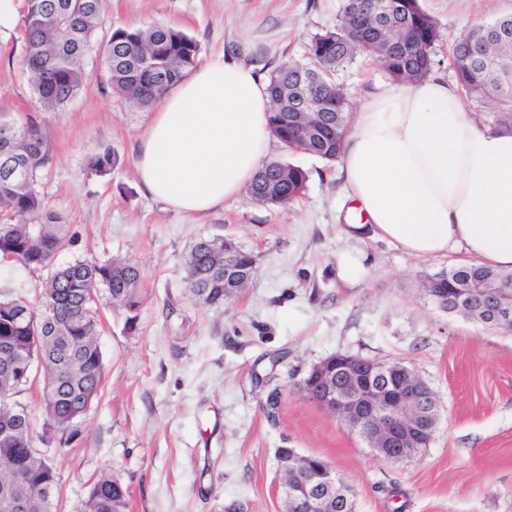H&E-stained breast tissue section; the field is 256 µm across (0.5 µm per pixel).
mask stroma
<instances>
[{"label": "stroma", "instance_id": "obj_1", "mask_svg": "<svg viewBox=\"0 0 512 512\" xmlns=\"http://www.w3.org/2000/svg\"><path fill=\"white\" fill-rule=\"evenodd\" d=\"M441 38L434 66L454 72L451 44L475 24L512 14V0H421ZM344 0H106L98 40L113 28L168 24L200 44L201 59L239 45L269 68L305 60L306 47L332 28ZM23 0L0 26V108L35 117L53 152L40 191L75 240L56 266L119 259L141 274L136 314L99 291L104 382L76 422L70 449L55 456L54 512H81L101 474L128 493L126 512H281L275 451L322 457L354 490L359 512H512V331L445 312L423 279L466 262L454 252L416 258L354 230L337 164L286 152L271 158L307 171L288 207L226 201L181 216L147 197L134 174L138 136L151 111L112 94L99 52L83 59L89 78L58 112L43 111L21 65ZM334 79L359 110L389 78L369 56ZM111 148L119 164L104 176L89 156ZM224 236L256 257L254 278L233 299L207 305L189 291L186 256L200 238ZM50 269L0 260V300L36 301ZM337 352L379 362L404 360L439 396L428 448L378 457L357 432L307 399L299 383ZM280 388L276 417L263 404Z\"/></svg>", "mask_w": 512, "mask_h": 512}]
</instances>
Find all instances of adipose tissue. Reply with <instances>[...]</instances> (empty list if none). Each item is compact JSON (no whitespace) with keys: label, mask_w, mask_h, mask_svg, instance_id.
Wrapping results in <instances>:
<instances>
[{"label":"adipose tissue","mask_w":512,"mask_h":512,"mask_svg":"<svg viewBox=\"0 0 512 512\" xmlns=\"http://www.w3.org/2000/svg\"><path fill=\"white\" fill-rule=\"evenodd\" d=\"M269 80L238 49L159 96L139 139L142 191L177 214L240 198L267 160ZM360 232L414 257L464 252L512 270V128H480L454 82L430 73L370 97L338 158Z\"/></svg>","instance_id":"obj_1"}]
</instances>
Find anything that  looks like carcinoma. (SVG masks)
<instances>
[{
  "label": "carcinoma",
  "mask_w": 512,
  "mask_h": 512,
  "mask_svg": "<svg viewBox=\"0 0 512 512\" xmlns=\"http://www.w3.org/2000/svg\"><path fill=\"white\" fill-rule=\"evenodd\" d=\"M62 1L74 7L79 3L32 0L23 19V65L32 93L46 112L63 109L85 86L87 75L81 61L96 44L105 9V0H96L94 13L74 12L69 38L73 50L68 51L58 47L54 31L38 24L42 11ZM358 6L371 17L361 38L379 48L375 59L393 82H414L433 65L440 32L420 0H349L333 28L312 37L308 61L284 63L270 74V128L287 151L305 152L327 163L340 155L349 129V103L333 75L360 53L358 41L346 34ZM499 33L512 35V15L490 20L458 37L451 61L464 88L499 103L501 124L506 126L512 124V38L498 42ZM144 50L152 51L153 63L139 64ZM100 53L111 89L129 103L147 107L198 64L200 45L177 28L154 24L114 29ZM296 89L314 125L306 136L300 134V125L283 105ZM51 161L50 146L36 122L0 108V214L4 217L0 254L33 269L49 266L74 243L70 225L39 190L41 174ZM117 164L116 155L105 149L92 155L87 167L102 175ZM308 179L302 168L273 159L257 172L249 194L258 203L286 208L303 194ZM187 266L191 293L205 304L218 305L230 298L224 293V267H247L253 272L256 259L243 249L226 256L224 239L213 238L210 246L190 250ZM489 278L507 281L512 272L469 262L426 276L423 287L430 296H448L450 304L467 295L463 301L466 314L478 320L485 314V301L468 287ZM140 281L138 268L130 263L76 260L51 274L39 306L22 299L0 301V471L5 477H22L20 485H0V496L14 492L28 500L29 512H53L56 466L31 453L37 434L30 421L22 423L14 417L15 397L28 386L18 366L31 355L43 359L47 370L42 433L46 437L61 432L67 435L64 445H69L76 436V415L92 403L103 383L102 352L96 340L98 311L91 294L104 288L113 304L134 312L140 304ZM20 306L28 310L23 320L14 315ZM343 490L330 512H357L349 487ZM126 508L127 490L110 475L98 478L83 504V512H126Z\"/></svg>",
  "instance_id": "1"
}]
</instances>
